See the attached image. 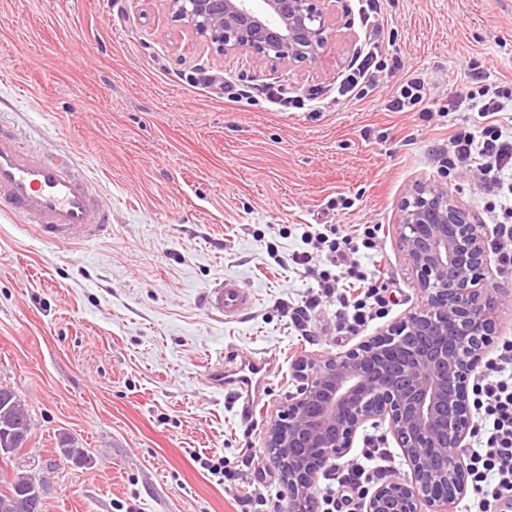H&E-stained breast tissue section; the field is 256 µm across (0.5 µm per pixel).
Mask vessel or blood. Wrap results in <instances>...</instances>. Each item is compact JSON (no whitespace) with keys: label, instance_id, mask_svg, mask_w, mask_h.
I'll use <instances>...</instances> for the list:
<instances>
[{"label":"vessel or blood","instance_id":"vessel-or-blood-1","mask_svg":"<svg viewBox=\"0 0 512 512\" xmlns=\"http://www.w3.org/2000/svg\"><path fill=\"white\" fill-rule=\"evenodd\" d=\"M0 213L34 225L39 235L58 244L94 242L111 230L110 211L98 182L78 169L70 156L34 152L0 125ZM248 292L234 280L212 291L211 308L225 320H237L249 306ZM213 386L253 400L265 393L269 371L264 360L233 359L231 367L212 369Z\"/></svg>","mask_w":512,"mask_h":512}]
</instances>
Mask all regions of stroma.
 Here are the masks:
<instances>
[{
  "instance_id": "stroma-1",
  "label": "stroma",
  "mask_w": 512,
  "mask_h": 512,
  "mask_svg": "<svg viewBox=\"0 0 512 512\" xmlns=\"http://www.w3.org/2000/svg\"><path fill=\"white\" fill-rule=\"evenodd\" d=\"M358 9L336 0V43L289 68L214 61L164 0H0V122L30 149L72 153L112 206L108 236L69 248L0 215V385L29 404L21 460L51 478L44 512H239L245 475L255 495L282 491L274 467H244L241 450L263 448L295 361L347 350L422 304L396 233L407 191L437 180L484 215L475 176L439 175L437 155L453 125L478 121L447 109L471 65L512 83V0H389L385 44L425 75L427 119L385 111L397 80L384 74L365 99L337 101L368 35ZM198 71L210 79L196 86ZM229 80L244 98L225 100ZM270 87L319 89L325 104L282 108ZM320 224L381 227L389 305L358 332L337 330L332 301L307 330L291 319L317 282L290 258L312 251ZM228 278L252 298L232 322L206 304ZM268 351L278 360L256 408L210 385L226 353ZM62 432L92 465L54 464ZM201 455L223 459L225 478Z\"/></svg>"
}]
</instances>
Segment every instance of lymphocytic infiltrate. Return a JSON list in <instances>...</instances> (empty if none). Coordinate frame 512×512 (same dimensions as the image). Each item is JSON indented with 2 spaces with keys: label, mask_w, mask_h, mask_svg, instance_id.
Segmentation results:
<instances>
[{
  "label": "lymphocytic infiltrate",
  "mask_w": 512,
  "mask_h": 512,
  "mask_svg": "<svg viewBox=\"0 0 512 512\" xmlns=\"http://www.w3.org/2000/svg\"><path fill=\"white\" fill-rule=\"evenodd\" d=\"M382 0H363L360 18L372 34L357 60L345 72L338 92L360 100L375 85L379 72L402 69L400 59H386L382 41L376 33L384 27ZM477 90L450 100V110L477 113L481 123L476 127H458L448 136V148L438 163L448 173L470 172L478 179L480 189L492 202L491 249L503 274H512V85L481 83L480 73H473ZM335 225H327L317 233L316 247L324 252L328 264L317 279L318 292L304 306L294 311L296 323L306 322L322 299L333 298L353 325L364 324L375 308L383 306L387 286L384 272L377 267L365 268L351 262L352 254L376 248L377 225L363 224L354 234L336 237ZM345 267L349 277L347 288H340L334 270ZM473 406L479 423L469 450V468L475 496L468 512H491L492 505L512 502V339H503L494 356L488 359L473 385ZM384 469L375 453L364 454L351 471L332 468L331 488L319 499V512H357L352 496H337L344 483L373 480Z\"/></svg>",
  "instance_id": "lymphocytic-infiltrate-1"
}]
</instances>
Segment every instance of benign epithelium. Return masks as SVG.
<instances>
[{
    "mask_svg": "<svg viewBox=\"0 0 512 512\" xmlns=\"http://www.w3.org/2000/svg\"><path fill=\"white\" fill-rule=\"evenodd\" d=\"M165 2L217 57L303 66L338 33L331 0ZM397 233L423 304L346 351L296 362L299 385L265 439L288 512H317L318 474L348 454L369 421L388 424L409 471L362 490L363 512H449L467 493L470 382L496 329L485 232L433 181L402 202Z\"/></svg>",
    "mask_w": 512,
    "mask_h": 512,
    "instance_id": "obj_1",
    "label": "benign epithelium"
}]
</instances>
